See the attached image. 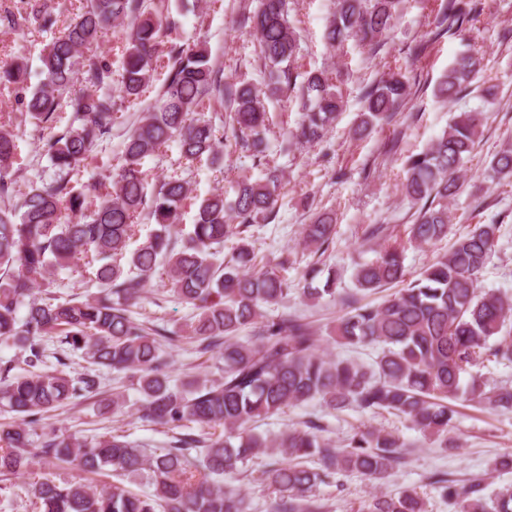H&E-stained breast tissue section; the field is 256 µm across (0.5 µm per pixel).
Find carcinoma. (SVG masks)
Returning a JSON list of instances; mask_svg holds the SVG:
<instances>
[{"instance_id": "carcinoma-1", "label": "carcinoma", "mask_w": 512, "mask_h": 512, "mask_svg": "<svg viewBox=\"0 0 512 512\" xmlns=\"http://www.w3.org/2000/svg\"><path fill=\"white\" fill-rule=\"evenodd\" d=\"M399 5L400 0H335L325 44L385 40ZM288 14V0H260L247 16L268 71L264 92L245 81L224 86L203 47L164 51L166 18L147 9L144 0H88L68 30L41 49V80L33 88L26 56L0 68V85L17 90L25 118L36 125L50 129L58 113H71L68 126L44 144L54 177L28 185L18 197L13 195L18 146L14 134L0 125V340L17 341L27 366L19 373L11 365L0 367V408L16 418L7 427L0 425V482L33 474L35 457L49 468L72 464L79 471L65 481L46 476L31 481L37 512H246L243 497L221 481L260 455L277 457L259 476L269 491L268 512H323L314 494L319 484L345 473L381 484L404 464V442L366 428L340 445L312 420L268 438L250 429V422L319 401L331 411L391 413L446 450L455 402L512 409V385L489 388L472 374L486 361L512 362V335L504 331L512 320V299L478 291L496 249V224H479L458 236L448 252L411 280L399 244L380 247L374 259L356 266L355 292L345 299L349 311L336 320L333 340L349 348L379 346L369 363L326 358L309 324L264 314V308L288 295V282L279 274L288 258L256 268L254 250L242 234L275 209L281 184L276 166L267 162L264 178L241 180L229 203L222 193L202 199L186 242L177 246L180 211L190 199L188 183L174 175L147 191L146 159L174 143L185 165L202 159L218 165L221 148L232 141L266 158L264 99L269 97L293 95L299 101L301 118L293 137L306 145L323 141L343 110L333 72L312 71L300 85L292 83L298 38ZM465 16L460 0H448L438 24L459 29ZM119 20L129 27L119 73L122 100L112 95V64L84 54L103 29ZM29 23L41 28L53 23L51 0H16L14 9L0 14L5 33ZM160 68L168 70L167 76L149 110L126 134L112 180L71 186L93 149L111 136L123 100L138 99ZM480 70L481 57L463 54L443 75L436 96L456 97ZM78 81L84 88H76ZM408 96L400 72L370 87L359 131L389 118ZM224 97L231 104L229 123L196 116L207 102ZM486 119L478 110L458 113L423 151L406 160L402 194L415 208L407 227L409 243L434 245L448 237V199L464 185L462 173ZM488 168L494 178L511 180L512 145L495 154ZM145 209L157 229L131 251L135 219ZM233 236L240 243L230 259L216 262L218 249ZM335 236L333 219L323 213L305 225L303 245L322 255ZM387 237L385 225L370 224L363 240L372 245ZM88 269L95 272L96 295L64 298L53 291L55 272L73 276ZM158 272L197 310L186 339L197 343L200 354L216 359L218 378L171 383L160 348L167 330L133 316L145 284ZM318 274L315 268L306 273L311 286L305 296L311 301L336 293L338 274L329 272L321 288L314 285ZM399 284L402 288L378 304L359 300ZM246 329L250 335H241ZM47 337L56 339L52 352ZM78 351L87 363L112 369L138 386L141 420L172 432L195 424L201 434L176 436L173 445L154 454L118 434L88 439L52 433L33 447L32 431L43 414L98 394L101 381L93 370L77 378L65 372L69 356ZM122 477L141 479L151 490L134 492L120 482ZM435 484L456 512H512V484L497 486L489 495L481 478L467 483L438 478ZM350 512H427V503L416 488L403 486L391 493L375 490L352 504Z\"/></svg>"}]
</instances>
